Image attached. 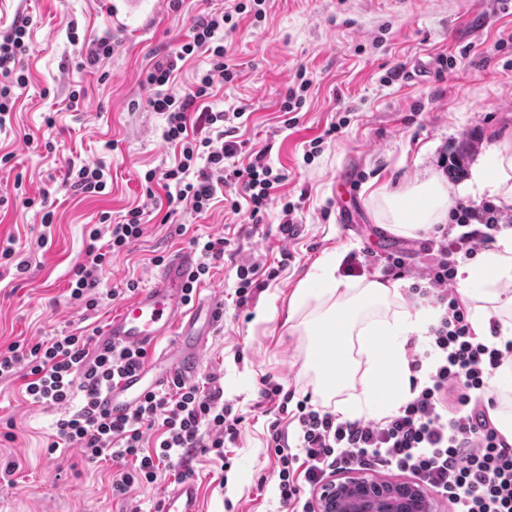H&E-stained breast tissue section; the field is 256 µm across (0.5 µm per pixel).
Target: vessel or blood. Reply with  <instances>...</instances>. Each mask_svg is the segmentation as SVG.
Segmentation results:
<instances>
[{
	"instance_id": "vessel-or-blood-1",
	"label": "vessel or blood",
	"mask_w": 512,
	"mask_h": 512,
	"mask_svg": "<svg viewBox=\"0 0 512 512\" xmlns=\"http://www.w3.org/2000/svg\"><path fill=\"white\" fill-rule=\"evenodd\" d=\"M197 265L198 256L192 249L171 253L150 284L115 311L99 333V348L125 345L151 355L141 369L102 392L100 405L112 418L130 414L146 395L164 388L173 378L191 379L198 374L208 338L224 322V302L213 296L202 303H186V288ZM159 510L202 512L199 484L184 479L165 489Z\"/></svg>"
}]
</instances>
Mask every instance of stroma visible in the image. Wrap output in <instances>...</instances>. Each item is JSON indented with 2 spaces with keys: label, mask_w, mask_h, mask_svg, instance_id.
Returning <instances> with one entry per match:
<instances>
[{
  "label": "stroma",
  "mask_w": 512,
  "mask_h": 512,
  "mask_svg": "<svg viewBox=\"0 0 512 512\" xmlns=\"http://www.w3.org/2000/svg\"><path fill=\"white\" fill-rule=\"evenodd\" d=\"M112 3L0 0V35L18 19L30 21L28 84L0 129V156L11 157L0 164V241L15 250L0 263V353L72 328L105 326L118 301L89 312L70 297L86 233L101 214L117 222L138 207L145 219L143 236L99 273L103 292L130 280L146 286L156 257L193 239H232L240 258L280 273L241 311L233 305L231 260L218 262L199 286L224 299V323L208 343L201 373L219 377L243 421L227 459L199 451L188 465L202 486L204 512H286L271 479L272 417L261 389L269 379L298 401L312 393L302 371L303 340L285 323L289 297L327 252L372 247L382 232L372 191L402 187L429 171L442 175L451 200H459L472 168L502 141L512 142V0H266L263 18L238 15L236 31L223 41L238 74L216 83L209 104L216 112H245L237 139L267 148L268 163L287 176L257 226L248 209L234 215L220 200L201 213L182 202L168 217L160 208L164 189L146 193V173L172 165L178 150L163 137L164 115L148 105L154 91L143 75L186 41L197 17L228 0H183L177 10L170 0H144V12L157 13L148 28L142 14L115 25ZM102 38L112 39V56L79 68L81 55ZM400 65L406 78L388 82ZM299 79L308 83L305 101L288 129L282 104ZM80 89L85 96L75 112L69 94ZM336 122L342 128L335 132ZM315 139L321 145L313 154ZM81 163L106 165L101 194L63 188L69 166ZM20 193L47 199L51 224H42L38 208L16 205ZM287 201L300 203L303 230L285 241L277 227ZM21 261L26 269H18ZM261 307L268 313L262 322ZM64 413L32 403L23 375L0 379V469L15 468L10 481L0 480V512H155L162 489L175 482L172 470L162 468L154 484L128 500L113 498L122 466L85 465L73 447L50 451Z\"/></svg>",
  "instance_id": "35a3bbf8"
}]
</instances>
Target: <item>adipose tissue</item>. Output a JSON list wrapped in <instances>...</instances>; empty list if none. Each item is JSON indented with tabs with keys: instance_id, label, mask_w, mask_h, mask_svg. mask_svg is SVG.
I'll list each match as a JSON object with an SVG mask.
<instances>
[{
	"instance_id": "adipose-tissue-1",
	"label": "adipose tissue",
	"mask_w": 512,
	"mask_h": 512,
	"mask_svg": "<svg viewBox=\"0 0 512 512\" xmlns=\"http://www.w3.org/2000/svg\"><path fill=\"white\" fill-rule=\"evenodd\" d=\"M466 191L512 206V143L494 147L486 163L473 169ZM372 200L377 221L397 236L413 237L448 220V187L435 174L395 191H377ZM341 261L339 252H331L314 274L299 281L290 300L288 329L307 340L303 369L322 405L332 406L344 421L366 414L380 419L408 401L407 345L410 338L426 334L437 311L409 309L401 283L342 277ZM457 281L476 334L488 335L495 319L502 336L512 337V229L503 230L479 260L461 264ZM383 372L390 381L385 399L379 393Z\"/></svg>"
}]
</instances>
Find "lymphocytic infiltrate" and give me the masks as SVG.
<instances>
[{
    "instance_id": "obj_1",
    "label": "lymphocytic infiltrate",
    "mask_w": 512,
    "mask_h": 512,
    "mask_svg": "<svg viewBox=\"0 0 512 512\" xmlns=\"http://www.w3.org/2000/svg\"><path fill=\"white\" fill-rule=\"evenodd\" d=\"M245 10L239 0L224 11L202 15L189 40L147 72L145 82L155 89L149 105L165 115L164 138L178 146L179 160L149 171L145 179L161 185L168 203L186 200L197 212L223 196L231 212L249 207L258 225L286 176L266 163L264 150L228 140L226 126L239 119V112H215L204 104L215 82L234 78L217 35ZM26 28V22H16L0 37V127L13 111L15 89L27 84L22 72ZM198 54L208 56L209 67L193 89L179 96L166 92L182 63ZM195 118L211 128V135L190 134ZM243 153L248 163L239 162ZM510 226L512 214L492 203L474 207L458 201L448 223L433 225L418 239L425 257L420 267L411 265L404 250L375 255L385 276L410 279L411 300L439 312L426 333L425 349L409 357L412 397L392 415L343 421L335 412L294 401L283 385L264 381L261 396L275 414L267 439L276 458L273 479L281 504L290 512H315L310 489L345 469L409 474L451 503L454 512H512V444L494 426L489 411L495 400L486 394L493 374L512 363V339L495 342V327L491 341L477 336L455 289L458 266ZM143 233L142 212L136 208L107 231L92 228L84 260L74 270L72 298L85 299L87 308L95 309L99 297H87L86 292L96 287L97 272ZM91 342V335L70 331L47 342L12 345L0 355V379L25 369L32 402L68 407V414L56 422V432L64 444L80 450L85 463L132 461V468L113 483V495L126 496L135 486L155 482L164 466L176 469L178 478L188 477L181 463L190 450L220 456L235 445L242 418L225 402L223 388L211 375L201 385L175 379L163 391L149 394L129 416L110 417L98 404L101 392L139 368L147 353L127 346L94 352ZM154 429L159 435L153 440L149 433ZM292 431L298 440L294 447L288 442Z\"/></svg>"
}]
</instances>
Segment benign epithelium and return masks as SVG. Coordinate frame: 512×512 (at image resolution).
I'll return each instance as SVG.
<instances>
[{"mask_svg":"<svg viewBox=\"0 0 512 512\" xmlns=\"http://www.w3.org/2000/svg\"><path fill=\"white\" fill-rule=\"evenodd\" d=\"M347 502L356 512H437L435 501L411 481L352 471L318 489L316 512H344Z\"/></svg>","mask_w":512,"mask_h":512,"instance_id":"7a95c632","label":"benign epithelium"}]
</instances>
